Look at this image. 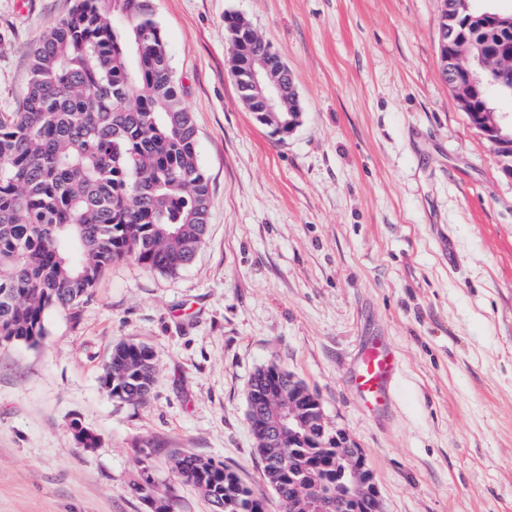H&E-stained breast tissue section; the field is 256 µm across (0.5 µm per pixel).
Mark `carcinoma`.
<instances>
[{"label": "carcinoma", "mask_w": 512, "mask_h": 512, "mask_svg": "<svg viewBox=\"0 0 512 512\" xmlns=\"http://www.w3.org/2000/svg\"><path fill=\"white\" fill-rule=\"evenodd\" d=\"M464 32V65L484 78L481 101L512 97V69L479 57L512 31L500 29L469 2L445 0ZM232 76L248 56L279 55L263 40L230 45ZM288 93L277 110H299L292 79L275 70ZM209 180L198 159L196 129L180 92L154 0H77L33 50L30 79L14 112L0 113V345L38 344L53 310L71 312L102 271L132 259L148 271L174 274L206 240ZM156 355L144 343L113 346L103 367L107 394L145 404L156 377ZM288 372L276 363L252 376L247 411L288 413ZM266 484L280 512H336L314 505L313 487L336 484L348 449L312 447L306 433H280L271 443L252 429ZM142 473L130 485L151 512H177L176 496L158 491L138 450ZM171 471L198 490L213 512H268V500L224 463L200 454H172ZM294 478L288 477V470Z\"/></svg>", "instance_id": "obj_1"}]
</instances>
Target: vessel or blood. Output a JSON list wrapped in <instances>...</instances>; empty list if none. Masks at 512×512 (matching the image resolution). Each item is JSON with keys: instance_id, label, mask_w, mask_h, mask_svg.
Returning <instances> with one entry per match:
<instances>
[{"instance_id": "vessel-or-blood-1", "label": "vessel or blood", "mask_w": 512, "mask_h": 512, "mask_svg": "<svg viewBox=\"0 0 512 512\" xmlns=\"http://www.w3.org/2000/svg\"><path fill=\"white\" fill-rule=\"evenodd\" d=\"M397 372L393 350L377 338L366 337L350 370L352 388L365 408L379 410L388 404Z\"/></svg>"}]
</instances>
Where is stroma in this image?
Segmentation results:
<instances>
[{
	"label": "stroma",
	"instance_id": "35a3bbf8",
	"mask_svg": "<svg viewBox=\"0 0 512 512\" xmlns=\"http://www.w3.org/2000/svg\"><path fill=\"white\" fill-rule=\"evenodd\" d=\"M210 183L209 232L176 274L112 265L39 345H0V512H150L138 448L178 512H212L169 452L267 492L246 419L274 362L366 458L384 512H512V176L459 108L442 0H154ZM74 0H0V113ZM272 44L302 111L274 134L241 101L224 17ZM398 357L387 409L349 377L365 337ZM157 357L149 401L108 397L113 344ZM98 435L83 448L76 427Z\"/></svg>",
	"mask_w": 512,
	"mask_h": 512
}]
</instances>
